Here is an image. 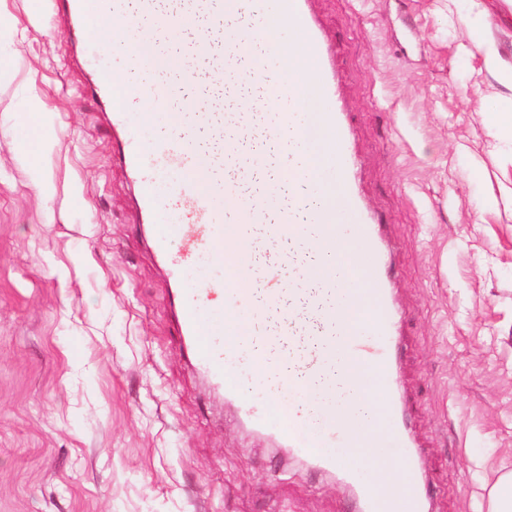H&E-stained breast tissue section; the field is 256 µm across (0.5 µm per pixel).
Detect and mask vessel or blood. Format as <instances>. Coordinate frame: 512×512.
I'll return each mask as SVG.
<instances>
[{
    "instance_id": "1",
    "label": "vessel or blood",
    "mask_w": 512,
    "mask_h": 512,
    "mask_svg": "<svg viewBox=\"0 0 512 512\" xmlns=\"http://www.w3.org/2000/svg\"><path fill=\"white\" fill-rule=\"evenodd\" d=\"M308 3H252L258 19L276 18L293 38L304 40L313 70L309 82L281 80L278 95L267 110L265 135L270 140L294 135L306 150L315 139L312 121L334 130L335 136L323 144L321 156L335 162L349 197L350 210L341 214L340 220L354 230L356 245L350 249L345 248L331 224L328 208L312 204L314 223L303 226L297 212L285 206L274 183L251 198L238 223H225L224 203L232 198L231 190L224 186L225 164L245 174L264 162L263 156L244 150L236 129L225 128L224 152L220 155L203 152L192 133L165 130L146 143L127 130V112H140L144 124H153L154 109L162 107L170 95L168 74L157 66L163 49L150 28L157 17V0H45V9L55 30L74 47V67L90 72L87 93L108 107L107 124L119 146L118 161L141 184L143 218L151 219L162 211L175 218L156 233L153 245L169 281L176 286L178 329L195 365L238 403L246 422L280 439L297 455L313 457L319 469L336 467L334 448L340 437L347 447L393 448L409 460L414 451L400 431L408 421L400 401L373 412L365 399L338 390L335 378L329 375L338 362L354 359L375 369L382 382L402 386L398 366L404 332L386 275V227L359 195L361 160L353 149L352 127L338 95V73ZM94 22L110 35L90 46L81 38ZM104 57L131 72V80L114 85L98 70ZM223 73L228 82L246 76L257 82L265 79L262 69L243 70L230 51L223 61ZM117 98L122 101L118 108L113 105ZM311 98L326 106L314 118L304 110ZM152 165L178 174L161 198L148 188V168ZM262 240L271 244L294 241L315 256L306 287H296L293 279L278 278L274 267L253 261ZM201 264L229 278L232 287L226 297L231 306L255 327L266 328V335H255L248 341L228 337L223 317L204 320L212 290L207 283L188 280L189 272ZM352 278L375 304L376 339L371 343L350 320L334 315L337 304L348 297L345 284ZM267 389L282 398L281 422H272L265 408L251 398L254 391ZM354 502L356 512H419L416 497H408L400 511L375 486L359 491Z\"/></svg>"
}]
</instances>
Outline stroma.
Returning a JSON list of instances; mask_svg holds the SVG:
<instances>
[{
	"label": "stroma",
	"instance_id": "obj_1",
	"mask_svg": "<svg viewBox=\"0 0 512 512\" xmlns=\"http://www.w3.org/2000/svg\"><path fill=\"white\" fill-rule=\"evenodd\" d=\"M313 9L389 227L434 512H488L476 458L512 469V142L482 110L500 86L448 0ZM0 65V512H353L181 346L138 186L43 0H0Z\"/></svg>",
	"mask_w": 512,
	"mask_h": 512
}]
</instances>
